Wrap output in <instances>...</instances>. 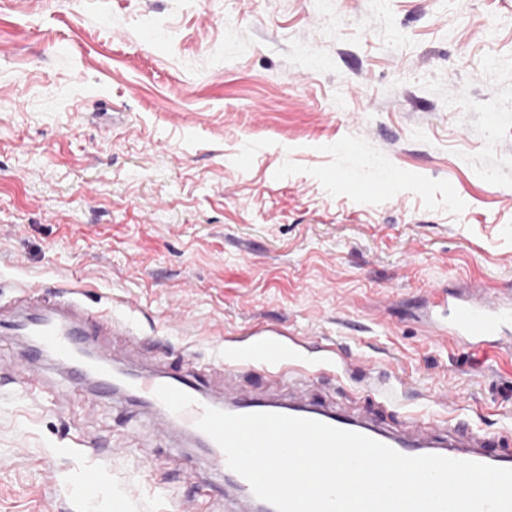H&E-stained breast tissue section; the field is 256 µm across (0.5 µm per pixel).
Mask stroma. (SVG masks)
Instances as JSON below:
<instances>
[{"instance_id":"obj_1","label":"stroma","mask_w":512,"mask_h":512,"mask_svg":"<svg viewBox=\"0 0 512 512\" xmlns=\"http://www.w3.org/2000/svg\"><path fill=\"white\" fill-rule=\"evenodd\" d=\"M477 283L512 289V0H0V320L76 288L114 364L219 399L286 395L274 327L329 405L512 435V351L425 324ZM205 456L0 332V512H237Z\"/></svg>"}]
</instances>
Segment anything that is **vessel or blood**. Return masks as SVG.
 <instances>
[{
  "label": "vessel or blood",
  "instance_id": "1",
  "mask_svg": "<svg viewBox=\"0 0 512 512\" xmlns=\"http://www.w3.org/2000/svg\"><path fill=\"white\" fill-rule=\"evenodd\" d=\"M426 302L431 311L429 327L433 335L459 342L474 352L512 348V292H492L482 286L464 291L429 288ZM61 318L36 317L28 325V333L43 350L59 362L78 369L92 386L111 390L112 357L100 353L85 359L75 343L83 335L86 319L111 320L108 312L86 310L75 289L64 291ZM274 377L288 379L292 394L288 403L235 396L222 403L203 395L190 379L167 372L130 374L125 389L146 407L165 419L166 429L189 432L208 450L207 464L218 472H228L226 455L220 446L196 422L204 408H215L231 414L276 413L317 420L333 427L357 432L383 443L398 453L409 456L438 455L456 460L472 461L500 468H512V449L499 439L474 432L457 423L449 427L447 436H437L431 428L414 419H407L402 429L390 430L371 419L336 410L318 400L308 389V376L292 366L274 369Z\"/></svg>",
  "mask_w": 512,
  "mask_h": 512
}]
</instances>
